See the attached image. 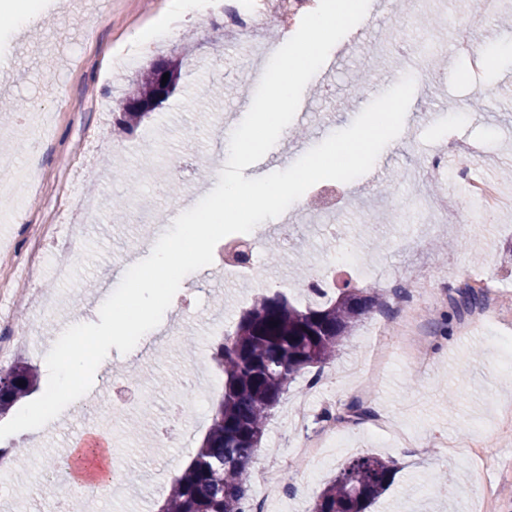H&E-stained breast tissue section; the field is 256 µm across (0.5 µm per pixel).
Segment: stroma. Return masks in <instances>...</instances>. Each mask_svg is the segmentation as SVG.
Masks as SVG:
<instances>
[{"label": "stroma", "instance_id": "35a3bbf8", "mask_svg": "<svg viewBox=\"0 0 512 512\" xmlns=\"http://www.w3.org/2000/svg\"><path fill=\"white\" fill-rule=\"evenodd\" d=\"M168 0H60L57 11L43 15L28 36L8 48L15 62L13 78L0 86V164L35 167V187L10 196L0 208V248H23L38 226L59 225L56 238L43 243L46 253L38 287L51 290L56 308L35 335L51 345L74 315L98 322L96 294L112 290L118 277L149 256L157 225L172 224L214 187L200 166L224 162V132L248 112L261 75L270 60L260 43L224 34L222 23L198 13L181 23L176 38L138 42L153 26ZM472 0H429L427 10L444 60L432 67L424 57H396L389 35L407 32L406 11H392L387 0H369L364 19L330 51V61L305 87L302 98L312 113L328 118L330 129L294 124L288 139L276 143L287 169L328 132L350 126L375 98L404 76H413L415 91L403 129L388 151L378 156L374 173L339 183L336 237H323L324 216L305 210L318 187L288 209V227L278 219L259 224L262 259L273 272L287 275L284 293L303 301L298 271H322L334 242L352 245L370 274L354 280L357 288L382 291L376 268L406 273L416 267L436 272L442 302L423 311V335L431 339L433 359L419 364L402 346H394L376 374L363 383L348 378L352 365H364L375 343L370 318H363L344 342L340 354L324 368L320 389L301 400L307 375H299L269 417L264 435L245 477L251 503L261 512H311L324 486L354 459L379 456L394 461L390 487L367 512H459L472 500L478 512H512V424L503 410L512 407V360L497 351L498 336H512V266L503 259L512 241V209L500 210L487 224L467 232L437 225L424 231L417 208L416 172L431 156L462 145L477 144L495 158L481 166L497 179L512 163V59L496 67L473 69L454 50L449 23L470 27L479 52L512 42V27L501 26L512 15V0H501L497 14L475 18ZM174 56L186 59L174 94L146 116L133 133L112 131V108L122 84L137 68ZM54 116L52 135L22 143L12 137L23 112L30 108ZM465 120H457V113ZM180 165L183 180L171 185L164 172ZM106 195L96 217L79 208L83 196ZM25 213L14 223L10 210ZM70 266V280L55 277L58 266ZM495 277L502 293L488 321L461 331V319L450 299L469 275ZM201 272L187 275L158 330L146 333L123 354L110 348V366L96 371L94 386L111 382L112 394L126 401L115 414L108 435L112 462L134 473L129 489L110 497L85 500L86 512H156L174 481L190 463L210 424L224 378L210 360L218 339L185 320V310L222 316L232 330L244 309L232 288L203 290ZM199 371L208 389L188 439L171 437L167 447L156 438L170 434L174 409L186 377ZM362 404L371 415L392 423L395 435L379 432L369 419L356 428H337L324 440V453L313 462L295 453L297 433L289 424L301 412L311 428L321 427L335 410ZM54 434H13L1 443L21 449L19 466L0 469V512H47L51 500L33 493L38 481L31 460L70 447L88 423L84 405L64 413ZM448 439L449 451L436 446ZM284 465L279 495H266L255 480L256 468Z\"/></svg>", "mask_w": 512, "mask_h": 512}]
</instances>
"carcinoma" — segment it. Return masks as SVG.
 <instances>
[{"mask_svg": "<svg viewBox=\"0 0 512 512\" xmlns=\"http://www.w3.org/2000/svg\"><path fill=\"white\" fill-rule=\"evenodd\" d=\"M153 68L140 72L121 106L114 126L130 132L146 113L137 104L154 97ZM482 305L466 287L452 306L461 314ZM382 306L368 288L331 289L324 302L299 308L279 293L261 296L240 317L212 353L224 375V393L195 457L175 480L158 512H247L243 476L261 442L266 422L296 376L335 359L361 319ZM37 369L24 360L0 369V415L36 387ZM394 462L364 456L352 462L316 498L312 512H366L391 485Z\"/></svg>", "mask_w": 512, "mask_h": 512, "instance_id": "cac0c4a2", "label": "carcinoma"}]
</instances>
